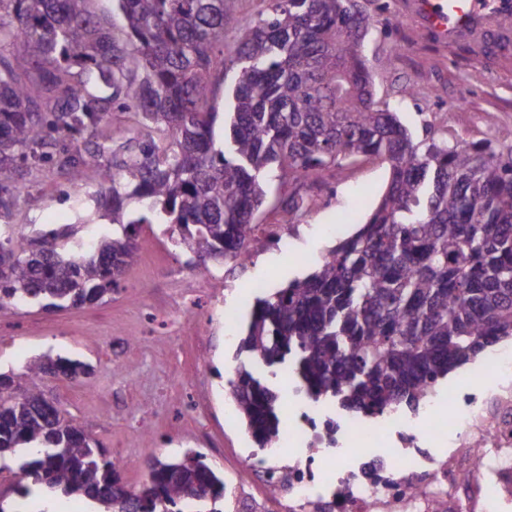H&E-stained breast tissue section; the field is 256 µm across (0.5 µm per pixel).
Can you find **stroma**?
Returning <instances> with one entry per match:
<instances>
[{
  "mask_svg": "<svg viewBox=\"0 0 512 512\" xmlns=\"http://www.w3.org/2000/svg\"><path fill=\"white\" fill-rule=\"evenodd\" d=\"M360 4L375 99L389 104L416 140L435 132L476 143L512 130V36L488 30L451 41L425 23L418 0ZM388 178L387 164L362 160L325 172L322 182L298 184L309 206L293 221L281 209L288 185L272 182L263 221L280 225L293 248L262 249L246 269L190 260L163 225H142L137 263L125 271L123 289L104 300L60 310L0 307V369L22 376L25 363L47 351L90 364L88 377H47L38 385L111 458L125 460V486L147 483L154 460L191 451L228 477L258 447L243 421L230 428L203 421L194 402L211 398L219 411L231 404L228 382L242 361L238 343L255 298L314 271L336 240L326 225L355 231V219L376 206ZM70 192L55 164L46 163L0 224L24 231L69 223ZM257 280L263 288H254ZM233 305L237 317L225 323L224 309ZM188 312L193 321L185 320ZM205 362L219 369L218 378H202Z\"/></svg>",
  "mask_w": 512,
  "mask_h": 512,
  "instance_id": "1",
  "label": "stroma"
}]
</instances>
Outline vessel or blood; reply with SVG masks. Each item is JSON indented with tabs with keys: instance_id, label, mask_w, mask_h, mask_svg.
<instances>
[{
	"instance_id": "1",
	"label": "vessel or blood",
	"mask_w": 512,
	"mask_h": 512,
	"mask_svg": "<svg viewBox=\"0 0 512 512\" xmlns=\"http://www.w3.org/2000/svg\"><path fill=\"white\" fill-rule=\"evenodd\" d=\"M419 6L429 26L451 40L478 36L505 13L500 0H420Z\"/></svg>"
}]
</instances>
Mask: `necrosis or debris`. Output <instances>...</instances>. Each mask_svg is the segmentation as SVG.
<instances>
[{
    "label": "necrosis or debris",
    "instance_id": "1",
    "mask_svg": "<svg viewBox=\"0 0 512 512\" xmlns=\"http://www.w3.org/2000/svg\"><path fill=\"white\" fill-rule=\"evenodd\" d=\"M294 406L281 447L248 456L231 482L235 512H265L264 493L287 512H501L512 504V345L493 350L472 379L427 397L429 427L336 410L313 398Z\"/></svg>",
    "mask_w": 512,
    "mask_h": 512
}]
</instances>
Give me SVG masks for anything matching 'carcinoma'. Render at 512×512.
Here are the masks:
<instances>
[{"instance_id": "cac0c4a2", "label": "carcinoma", "mask_w": 512, "mask_h": 512, "mask_svg": "<svg viewBox=\"0 0 512 512\" xmlns=\"http://www.w3.org/2000/svg\"><path fill=\"white\" fill-rule=\"evenodd\" d=\"M0 0V213L42 164L69 176L74 221L0 231V305L93 304L138 259L142 224H167L195 258L240 264L261 240L268 172L281 182L358 159L388 164L376 207L309 275L255 300L231 381L258 447L279 438L284 370L305 393L348 413L415 411L429 389L512 338V146L422 142L374 99L362 59L363 12L347 0H265L242 29L223 136L216 124L224 21L237 0ZM143 130L126 137L112 113ZM83 140H78V137ZM94 211L112 232L83 245ZM32 380L87 377L51 351ZM0 372V462L13 460L23 512L35 487L100 512H223L224 481L197 452L194 478L154 463L131 495L115 461L36 386Z\"/></svg>"}]
</instances>
